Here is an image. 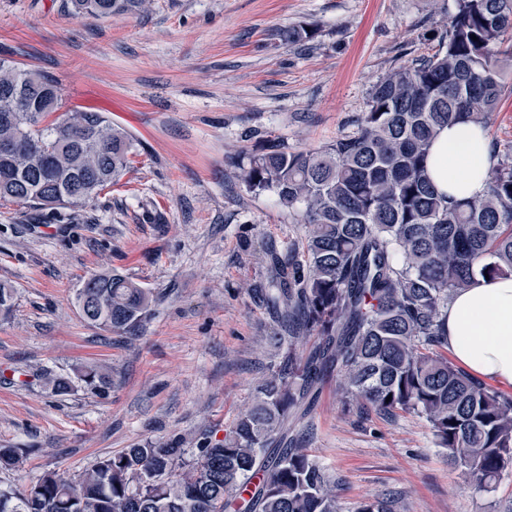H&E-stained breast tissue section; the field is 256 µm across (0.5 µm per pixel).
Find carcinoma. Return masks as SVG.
<instances>
[{
    "instance_id": "cac0c4a2",
    "label": "carcinoma",
    "mask_w": 512,
    "mask_h": 512,
    "mask_svg": "<svg viewBox=\"0 0 512 512\" xmlns=\"http://www.w3.org/2000/svg\"><path fill=\"white\" fill-rule=\"evenodd\" d=\"M146 0H69L95 19L134 12ZM282 40L313 31L292 26ZM512 55V0H454L439 48L379 79L353 132L314 150L273 144L248 157L242 179L270 191L307 225L302 248L271 251V340L281 357L252 405L221 440L194 448L174 434L145 440L71 476L44 473L26 487L0 485V512H342L336 480L297 439L320 385L334 375L345 393L381 414L417 413L434 443L476 492L512 467V396L473 380L439 349L448 345L451 295L476 277L512 275V154L497 158L483 196L437 192L425 159L451 122L486 129L512 94L501 56ZM54 78L0 60V202L62 222L117 184L136 139L107 113L59 112ZM153 295L129 277L87 278L76 293L83 319L133 336ZM315 337L307 353L294 347ZM78 379L94 392L112 380L98 366ZM56 396L70 377L44 374ZM391 401H386V398ZM24 451L0 446V471Z\"/></svg>"
}]
</instances>
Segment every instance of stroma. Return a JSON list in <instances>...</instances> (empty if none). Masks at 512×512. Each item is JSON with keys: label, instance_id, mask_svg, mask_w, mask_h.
Returning a JSON list of instances; mask_svg holds the SVG:
<instances>
[{"label": "stroma", "instance_id": "stroma-1", "mask_svg": "<svg viewBox=\"0 0 512 512\" xmlns=\"http://www.w3.org/2000/svg\"><path fill=\"white\" fill-rule=\"evenodd\" d=\"M453 0H148L95 19L65 0H0V58L56 79L63 111L94 107L138 152L118 186L62 223L0 205V445L25 449V484L76 475L132 444L223 435L273 372L274 317L257 285L267 251L303 244L275 195L248 192L240 159L279 142L318 149L353 132L373 85L439 46ZM315 36L292 44L281 29ZM114 271L150 289L134 336L86 322L75 294ZM106 366L107 392L53 396L34 378ZM342 486L344 512L390 498L394 512H512V468L473 492L426 420L383 415L323 384L303 433Z\"/></svg>", "mask_w": 512, "mask_h": 512}]
</instances>
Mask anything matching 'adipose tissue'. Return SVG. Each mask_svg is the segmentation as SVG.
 I'll return each instance as SVG.
<instances>
[{"mask_svg": "<svg viewBox=\"0 0 512 512\" xmlns=\"http://www.w3.org/2000/svg\"><path fill=\"white\" fill-rule=\"evenodd\" d=\"M496 158L487 135L462 123L438 132L426 163L435 187L455 198H478ZM448 350L474 379L512 386V276L476 279L448 302Z\"/></svg>", "mask_w": 512, "mask_h": 512, "instance_id": "ef3b65f1", "label": "adipose tissue"}]
</instances>
